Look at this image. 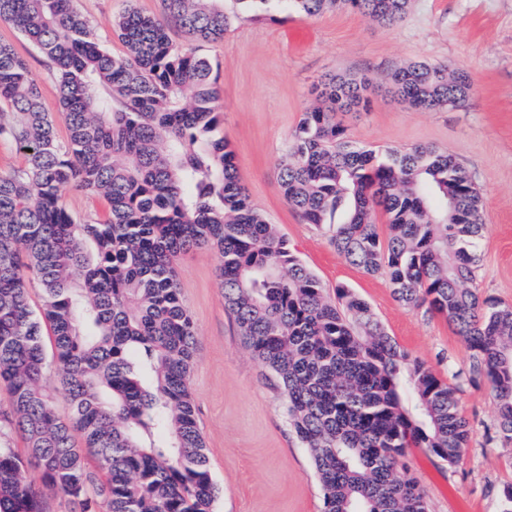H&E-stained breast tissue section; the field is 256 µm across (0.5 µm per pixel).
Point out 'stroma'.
Wrapping results in <instances>:
<instances>
[{
    "mask_svg": "<svg viewBox=\"0 0 512 512\" xmlns=\"http://www.w3.org/2000/svg\"><path fill=\"white\" fill-rule=\"evenodd\" d=\"M159 14V0H75L107 50L123 55L112 23L129 5ZM28 61L43 98L56 106L53 69L11 25L0 43ZM213 64L223 94L218 134L234 151L253 204L275 224L327 294L345 286L372 308L386 332L437 377L459 388V411L471 438L448 466L422 448L405 462L426 494L429 512H502L501 490L512 482V442L495 435L497 410L488 383L466 381L469 350L447 319L398 302L388 279L371 275L336 252L327 226L306 223L287 203L278 164L314 100L334 74H358L373 85L359 114L342 115L352 140L384 151L429 144L453 155L482 195L487 231L471 283L481 296L512 306V0H411L403 18L381 24L352 10L313 18L273 12L261 21L240 16L223 40L197 45ZM426 60L467 72L474 92L464 107L442 112L409 108L392 92L400 66ZM208 248L177 261L181 298L197 330L191 393L211 475L222 493L214 512H323L307 448L288 425L279 390L241 344L225 309Z\"/></svg>",
    "mask_w": 512,
    "mask_h": 512,
    "instance_id": "obj_1",
    "label": "stroma"
}]
</instances>
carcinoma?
<instances>
[{"label":"carcinoma","instance_id":"carcinoma-1","mask_svg":"<svg viewBox=\"0 0 512 512\" xmlns=\"http://www.w3.org/2000/svg\"><path fill=\"white\" fill-rule=\"evenodd\" d=\"M113 21V56L74 0H0L11 24L49 59V106L26 58L0 43V138L24 166L0 174V380L26 458L0 445V512H43L46 490L81 512H213L221 494L197 426L190 376L193 319L175 273L190 250L217 252L218 287L244 347L276 379L288 422L311 454L323 512H428L404 463L424 448L453 467L471 437L459 387L437 378L387 334L370 305L338 286L329 297L250 200L236 157L214 132L221 94L212 63L173 43L179 28L217 42L235 13L223 0H159ZM266 17L271 0H232ZM311 18L348 7L395 23L408 0H278ZM361 76L332 75L291 134L278 178L288 204L325 224L349 263L383 273L395 298L451 322L470 351L465 377L494 392L500 436L512 442V307L469 288L480 262L482 197L450 154L419 144L379 153L349 139L337 111L367 105ZM411 108L462 106L468 76L411 61L392 75ZM68 131L57 139L54 113ZM76 186L103 197L107 217L76 223L62 204ZM388 217L381 239L376 213ZM44 298L35 314L29 272ZM58 366L57 416L44 386L43 324ZM80 433L78 446L74 433ZM97 459L104 479L87 468ZM40 472L41 486L24 475Z\"/></svg>","mask_w":512,"mask_h":512}]
</instances>
